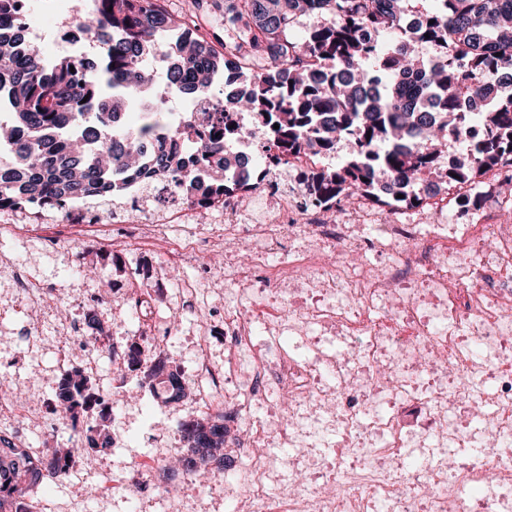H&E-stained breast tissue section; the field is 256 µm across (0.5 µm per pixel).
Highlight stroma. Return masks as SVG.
<instances>
[{"instance_id":"35a3bbf8","label":"stroma","mask_w":512,"mask_h":512,"mask_svg":"<svg viewBox=\"0 0 512 512\" xmlns=\"http://www.w3.org/2000/svg\"><path fill=\"white\" fill-rule=\"evenodd\" d=\"M65 230V225L51 222L39 225L33 237L24 242L0 239V254L24 263L34 282L52 289L40 303L28 304L15 293L8 274L0 270V381L20 388L40 420L36 426L28 420L20 423L4 410L0 412V430L18 432L41 454L56 444L69 443L71 436L52 411L61 371L53 335L55 324L70 322L79 338L74 353L82 355L83 311L90 297L99 292L108 297L101 320L116 348L124 349L136 337L145 357L155 352L145 329L137 328L119 308L132 287L124 260L101 245L91 231L76 247L44 249V239ZM79 263L89 270V280H71V269ZM32 319L44 325L41 340L31 338L28 322ZM122 365L119 357L112 361L97 357L89 374V387L97 402L81 414L80 421L89 426L101 414H111L110 430L125 440V447L91 456L75 455L67 477L44 483L37 512H232L233 502L224 496V470L213 464L199 476L179 467L158 472L157 494H141L139 466L145 457L155 454L157 442L182 448L178 424L197 415L198 399L147 401L136 378L124 374Z\"/></svg>"}]
</instances>
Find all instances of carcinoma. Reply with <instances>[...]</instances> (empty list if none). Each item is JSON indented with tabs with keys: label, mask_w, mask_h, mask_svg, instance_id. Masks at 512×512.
<instances>
[{
	"label": "carcinoma",
	"mask_w": 512,
	"mask_h": 512,
	"mask_svg": "<svg viewBox=\"0 0 512 512\" xmlns=\"http://www.w3.org/2000/svg\"><path fill=\"white\" fill-rule=\"evenodd\" d=\"M20 0H0V211L32 204L116 200L153 177L168 180L183 196L205 205L213 188L201 185L197 166L222 162L215 180L220 193L244 189L249 172L233 169L224 140L234 135L233 112H257L263 124L252 132L258 148L278 156H328L343 141L350 151L339 168L312 176L309 191L319 199L371 194L389 181L383 205L421 202L416 187L435 178L454 187L504 165L512 166V0H432L412 35L442 51L429 66L398 39L414 0H224V37L203 34L197 25L175 22L165 0H72L74 18L91 33L95 59L64 54L43 59L29 39ZM321 21L299 40L294 26L302 15ZM384 35L371 44L361 30ZM246 47L245 59L277 63L264 73L227 71V52ZM167 86L214 102L187 112L169 126L163 101L147 102L140 123L118 124L121 113L146 98L155 74ZM423 75V88L410 92L396 73ZM253 88L229 99L224 86L237 78ZM485 102L478 112L484 136L467 144L455 164L441 167L448 140L459 136L467 115L461 96ZM279 128H274V125ZM189 138L195 153L184 155L177 140ZM128 371L141 369L142 350L124 351ZM144 379L164 384L166 401L192 394L175 361L160 354ZM89 379L77 368L61 374L56 401L63 419L80 433L75 411L90 404ZM94 450L112 447L106 422L87 428ZM185 447L176 451L188 473L224 460V416H201L179 424ZM77 448L48 450L31 467L22 452L0 436V512L16 508L34 484L68 470Z\"/></svg>",
	"instance_id": "carcinoma-1"
}]
</instances>
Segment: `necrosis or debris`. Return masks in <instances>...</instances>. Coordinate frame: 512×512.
<instances>
[{
  "instance_id": "obj_1",
  "label": "necrosis or debris",
  "mask_w": 512,
  "mask_h": 512,
  "mask_svg": "<svg viewBox=\"0 0 512 512\" xmlns=\"http://www.w3.org/2000/svg\"><path fill=\"white\" fill-rule=\"evenodd\" d=\"M322 157H249L246 190L201 209L158 179L112 206L73 202L64 223L100 228L115 256L164 258L143 275L130 263L129 306L148 325L167 269L210 253L202 222L223 227V270L203 265L182 293L223 292L230 361L199 359L197 381L231 397L244 417L235 512H512V225L480 218L436 224L415 208L411 220H383L364 195L316 201L293 177ZM290 334L339 336L343 353L288 354ZM418 402L420 431L404 432L381 403ZM269 421L250 419L252 407ZM332 426L326 468L292 466L283 476L273 446L316 453L310 430ZM482 448L459 463L449 446ZM415 448L422 465L396 464ZM472 486L479 501L465 494Z\"/></svg>"
}]
</instances>
